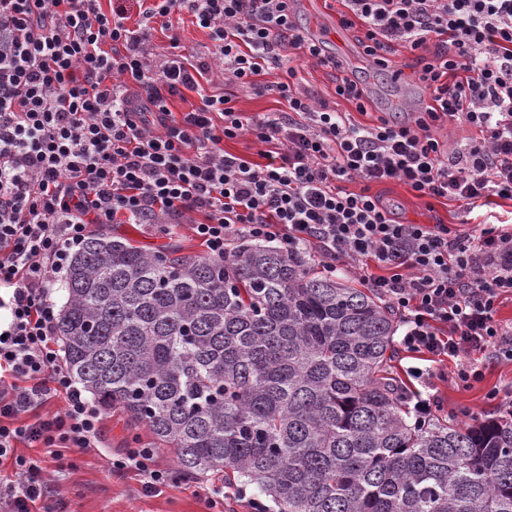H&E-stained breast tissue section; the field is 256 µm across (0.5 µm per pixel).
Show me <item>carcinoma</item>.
Instances as JSON below:
<instances>
[{
  "instance_id": "obj_1",
  "label": "carcinoma",
  "mask_w": 512,
  "mask_h": 512,
  "mask_svg": "<svg viewBox=\"0 0 512 512\" xmlns=\"http://www.w3.org/2000/svg\"><path fill=\"white\" fill-rule=\"evenodd\" d=\"M57 336L84 391L276 512H512V412H414L390 372L389 303L304 256L240 238L224 260L88 235Z\"/></svg>"
}]
</instances>
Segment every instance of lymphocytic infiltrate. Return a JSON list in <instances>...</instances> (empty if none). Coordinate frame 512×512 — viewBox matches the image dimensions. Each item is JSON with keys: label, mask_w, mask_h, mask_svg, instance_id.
Returning a JSON list of instances; mask_svg holds the SVG:
<instances>
[{"label": "lymphocytic infiltrate", "mask_w": 512, "mask_h": 512, "mask_svg": "<svg viewBox=\"0 0 512 512\" xmlns=\"http://www.w3.org/2000/svg\"><path fill=\"white\" fill-rule=\"evenodd\" d=\"M144 19L191 15L206 29L214 61L171 52L153 61L147 28L129 27L126 0H0V460L17 482H0V512H65L50 472L68 454L99 450L103 414L78 388L58 348L55 274L93 224H176L187 214L208 254L223 259L245 236L284 253L341 262L402 316L404 351L453 357V380L480 381L473 352L512 363V329L496 318L512 295V230L475 224H411L372 194L398 182L417 196L469 210L512 200V0H341L345 29L388 67L395 47L440 48L420 58L428 98L418 112L379 124L356 122L300 85L287 47L317 65L341 68L324 41L304 35L295 0H136ZM280 69L281 79L259 82ZM275 98L279 110L244 116L210 89L213 71ZM195 95L188 111L174 99ZM452 120L477 129L465 150L445 149L435 127ZM250 135L262 162L224 143ZM358 180L361 191L346 182ZM64 406L40 414L49 400ZM39 456L17 454L18 445ZM156 449L127 448L110 468H133L151 494L173 479L155 468Z\"/></svg>", "instance_id": "lymphocytic-infiltrate-1"}]
</instances>
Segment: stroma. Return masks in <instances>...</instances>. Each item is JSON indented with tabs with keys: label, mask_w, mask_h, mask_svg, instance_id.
Returning a JSON list of instances; mask_svg holds the SVG:
<instances>
[{
	"label": "stroma",
	"mask_w": 512,
	"mask_h": 512,
	"mask_svg": "<svg viewBox=\"0 0 512 512\" xmlns=\"http://www.w3.org/2000/svg\"><path fill=\"white\" fill-rule=\"evenodd\" d=\"M287 54L303 79V85L315 92L336 109L351 113L362 123L377 121L376 111L357 112L336 95L342 73L312 64L301 50L288 48ZM373 193L394 204L403 220L418 224H445L453 231H468L471 215L458 202L443 199L419 198L398 183L373 186ZM106 235L125 238L147 251L162 248L179 249L188 254L205 255L206 250L186 224H113L105 227ZM454 361L432 364L428 377L407 379L408 388L418 389L423 397L434 400L452 421L473 425L495 418L505 412V405L489 400V392L512 397V364L489 365L481 382L468 388L457 386L451 379ZM104 447L99 453L71 454L72 465L66 476L53 480V487L66 496L71 512H212L202 494L203 489L218 487L224 491L223 512H251L249 502L257 494L256 487L241 488L238 482L223 474L203 477L178 475L177 480L161 492L144 495L143 481L138 471L110 472L108 457L119 449L130 447L133 441L150 444L147 431L132 435L126 418L118 410L104 413L102 427Z\"/></svg>",
	"instance_id": "35a3bbf8"
}]
</instances>
